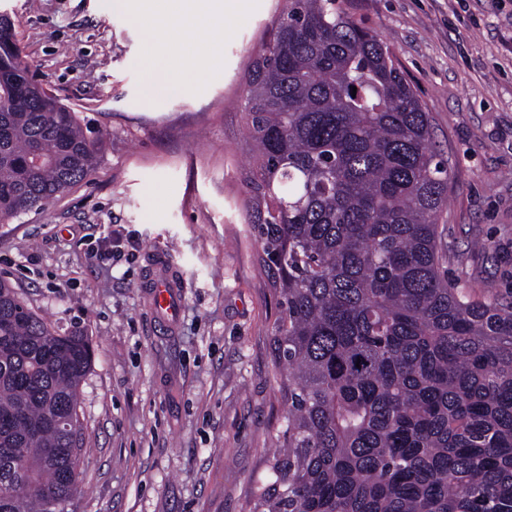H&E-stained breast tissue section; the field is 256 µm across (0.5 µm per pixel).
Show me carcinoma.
I'll return each instance as SVG.
<instances>
[{
    "label": "carcinoma",
    "mask_w": 512,
    "mask_h": 512,
    "mask_svg": "<svg viewBox=\"0 0 512 512\" xmlns=\"http://www.w3.org/2000/svg\"><path fill=\"white\" fill-rule=\"evenodd\" d=\"M253 58L247 216L281 310L276 480L247 512H512V303L448 278V161L392 51L340 0H282ZM0 28V223L91 176L101 140ZM88 338L0 282V512H49L80 457Z\"/></svg>",
    "instance_id": "1"
}]
</instances>
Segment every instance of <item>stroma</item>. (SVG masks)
<instances>
[{
    "label": "stroma",
    "instance_id": "35a3bbf8",
    "mask_svg": "<svg viewBox=\"0 0 512 512\" xmlns=\"http://www.w3.org/2000/svg\"><path fill=\"white\" fill-rule=\"evenodd\" d=\"M390 47L448 160V274L512 302V0H344ZM278 0H247L215 72L149 93L147 37L110 0H0L42 85L103 136L89 179L0 223V281L95 350L80 386L78 491L61 512H244L288 410L279 298L243 210L246 74ZM184 276L174 328L144 285Z\"/></svg>",
    "mask_w": 512,
    "mask_h": 512
}]
</instances>
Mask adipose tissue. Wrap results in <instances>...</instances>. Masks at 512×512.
Listing matches in <instances>:
<instances>
[{"mask_svg":"<svg viewBox=\"0 0 512 512\" xmlns=\"http://www.w3.org/2000/svg\"><path fill=\"white\" fill-rule=\"evenodd\" d=\"M243 0H118V5L146 32L164 30L163 41L147 53L150 91H181L202 75L212 73L221 51V38L228 35L226 14H241ZM186 55L193 68L178 81H171V59Z\"/></svg>","mask_w":512,"mask_h":512,"instance_id":"ef3b65f1","label":"adipose tissue"}]
</instances>
